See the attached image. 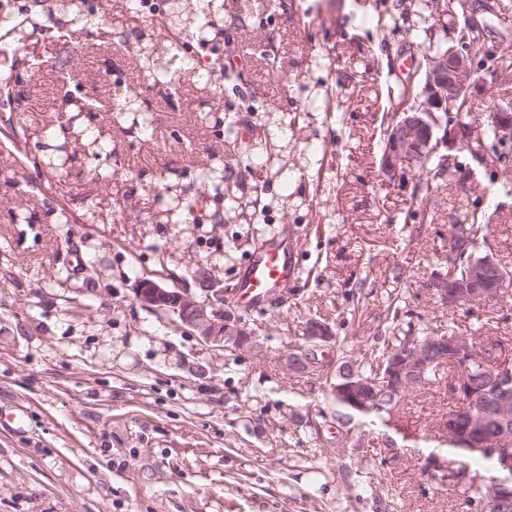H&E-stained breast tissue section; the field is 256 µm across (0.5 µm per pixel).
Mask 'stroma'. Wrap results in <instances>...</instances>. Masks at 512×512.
Returning <instances> with one entry per match:
<instances>
[{
    "label": "stroma",
    "mask_w": 512,
    "mask_h": 512,
    "mask_svg": "<svg viewBox=\"0 0 512 512\" xmlns=\"http://www.w3.org/2000/svg\"><path fill=\"white\" fill-rule=\"evenodd\" d=\"M410 3L426 0H274L225 15L223 57L240 61L234 88L183 72L181 101L147 93L148 138L115 113L88 118L112 148L105 181L74 139L67 173L54 176L41 133L64 120L63 79L106 101L107 72L137 91L144 77L122 45L83 39L70 52L42 38L27 112H0V512H477L461 487L420 470L448 423L451 375L411 392L389 427L344 437L322 385L278 362L311 316L370 359L394 290L435 333L512 353V298L451 310L427 287L448 261L464 199L492 213L488 242L512 270V169L479 170L457 153L462 180L423 172L441 187L424 207L413 183L381 174L396 88L444 37L399 24ZM468 3L487 43L512 47V0ZM303 84L328 92L331 109L286 128L288 175L270 177L247 155L267 133L266 109L292 112ZM204 102L220 104L222 122L204 119ZM229 132L237 158L224 182L239 204L258 202L254 223L214 195L199 222L162 220L154 184L191 186L204 164L226 160ZM284 232L300 279L243 315L266 337L264 355L212 349L135 299L143 276L198 296L208 273L232 288Z\"/></svg>",
    "instance_id": "obj_1"
}]
</instances>
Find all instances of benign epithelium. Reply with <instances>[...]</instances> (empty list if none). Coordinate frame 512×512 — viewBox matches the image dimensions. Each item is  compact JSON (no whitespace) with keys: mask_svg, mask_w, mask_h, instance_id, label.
<instances>
[{"mask_svg":"<svg viewBox=\"0 0 512 512\" xmlns=\"http://www.w3.org/2000/svg\"><path fill=\"white\" fill-rule=\"evenodd\" d=\"M439 4L436 27L451 30L452 45L442 50H431L417 61L416 73L422 75L418 93L411 91L400 100L397 110L383 123V148L380 168L390 183H402L421 170L422 163L433 157L450 158L453 150H466L483 139L477 125L464 121L465 107L487 96L493 100L494 145L501 155V163L512 165V96L498 90L512 84V58L501 49L487 50L477 59L473 47L484 35L479 25L467 12L463 21L448 20L445 0ZM31 80L27 62L20 60L13 67L11 98L24 107L25 87ZM65 107L89 116L100 111L97 98L91 94L78 97L64 92ZM508 278L501 276L495 256L489 254L471 265L461 279L435 276L429 281L433 295L446 307L453 309L462 300L474 303L484 301L490 289L507 287ZM204 296L199 298L184 290H170L160 283L139 278L135 282V298L145 309L172 316L180 325L199 336L212 347L230 351H248L263 355L267 350L265 338L249 327L246 321L224 311V288L217 280L203 277ZM335 330L316 317L308 318L302 327V340L288 346L281 356L283 368L289 374L315 378L333 375L338 382L332 385L336 397L348 404L368 405L374 401V381L360 374L357 366L337 368L328 359L312 355L313 347L333 344ZM459 342L445 335H432L423 343H416L407 351L389 359L386 380L396 389L419 385L428 367L437 362L459 359ZM488 375L494 380L492 393L475 389L469 373L460 369L453 381L457 394L468 397L477 414L468 426L475 435L487 417H496L502 423V436L489 442L476 443L478 450L498 456L501 476L479 481L482 510L494 506L499 512L512 509V435H508L507 421L512 418V366L497 363ZM429 476L440 483L465 484L471 473L463 467L454 469L448 461L433 457L427 464Z\"/></svg>","mask_w":512,"mask_h":512,"instance_id":"benign-epithelium-1","label":"benign epithelium"}]
</instances>
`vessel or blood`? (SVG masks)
Returning a JSON list of instances; mask_svg holds the SVG:
<instances>
[{
  "mask_svg": "<svg viewBox=\"0 0 512 512\" xmlns=\"http://www.w3.org/2000/svg\"><path fill=\"white\" fill-rule=\"evenodd\" d=\"M294 246L287 236L271 238L266 247L250 259L235 285L232 301L242 310L260 308L288 282L297 280L299 268L293 260Z\"/></svg>",
  "mask_w": 512,
  "mask_h": 512,
  "instance_id": "1",
  "label": "vessel or blood"
}]
</instances>
